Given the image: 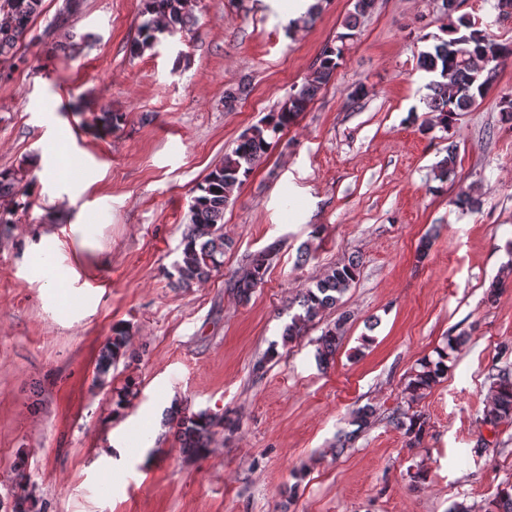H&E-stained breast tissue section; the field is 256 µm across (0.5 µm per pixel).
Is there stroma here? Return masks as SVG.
Instances as JSON below:
<instances>
[{"label": "stroma", "instance_id": "obj_1", "mask_svg": "<svg viewBox=\"0 0 512 512\" xmlns=\"http://www.w3.org/2000/svg\"><path fill=\"white\" fill-rule=\"evenodd\" d=\"M354 3L321 0L296 25L284 0H191L194 24L137 55L147 0H43L17 45L24 64L0 62V171L27 170L26 204L0 229V500L19 466L31 512H485L512 485V421H483L487 371L512 363V285L488 293L512 259V126L499 112L512 59L450 131L421 133L431 76L417 59L441 33L436 0H375L334 76L234 192L223 267L190 289L166 275L195 184L306 83ZM360 82L368 94L352 100ZM242 84L247 96L225 101ZM104 111L122 120L100 138L87 124ZM451 142L457 178L442 183ZM462 185L479 212L453 205ZM271 245L263 283L239 301L231 282ZM354 258L340 309L284 341L293 299ZM343 311L321 368L317 339ZM119 324L130 355L93 385ZM459 334L447 374L407 405L416 364ZM130 379L138 394L116 407ZM176 403L239 427L195 458L165 423ZM367 404L370 426L338 448ZM410 407L429 422L416 448L389 421Z\"/></svg>", "mask_w": 512, "mask_h": 512}]
</instances>
